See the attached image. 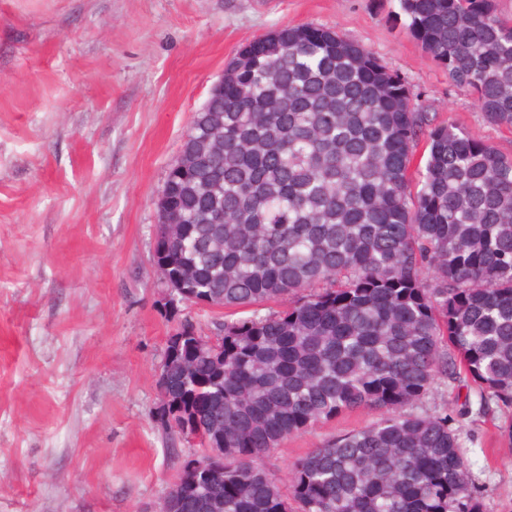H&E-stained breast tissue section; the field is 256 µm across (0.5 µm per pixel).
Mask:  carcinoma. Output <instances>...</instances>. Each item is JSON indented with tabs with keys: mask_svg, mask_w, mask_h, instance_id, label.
<instances>
[{
	"mask_svg": "<svg viewBox=\"0 0 512 512\" xmlns=\"http://www.w3.org/2000/svg\"><path fill=\"white\" fill-rule=\"evenodd\" d=\"M397 3L448 82L512 129V13ZM224 85L159 193L174 227L157 273L185 302L224 305L222 356L166 308L162 430L210 445L183 462L173 512H484L448 406L408 408L440 379L484 413L512 408V156L437 123L398 72L322 27L247 46ZM359 410L380 418L299 459L281 489L264 458Z\"/></svg>",
	"mask_w": 512,
	"mask_h": 512,
	"instance_id": "carcinoma-1",
	"label": "carcinoma"
}]
</instances>
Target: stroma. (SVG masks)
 I'll use <instances>...</instances> for the list:
<instances>
[{"label": "stroma", "instance_id": "35a3bbf8", "mask_svg": "<svg viewBox=\"0 0 512 512\" xmlns=\"http://www.w3.org/2000/svg\"><path fill=\"white\" fill-rule=\"evenodd\" d=\"M396 0H0V512H153L194 454L157 423L176 322L154 264L155 200L225 64L286 25L364 46L438 121L512 155V130L391 15ZM485 512H512L497 409L459 416ZM355 411L288 437L276 476L375 421Z\"/></svg>", "mask_w": 512, "mask_h": 512}]
</instances>
